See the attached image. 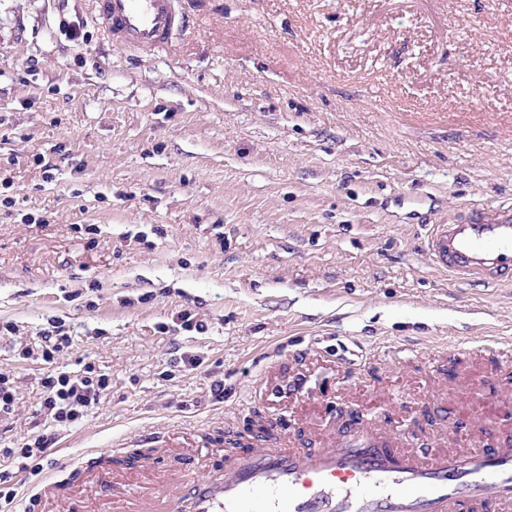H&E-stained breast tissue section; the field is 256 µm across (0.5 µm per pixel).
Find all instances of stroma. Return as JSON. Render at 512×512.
<instances>
[{
    "mask_svg": "<svg viewBox=\"0 0 512 512\" xmlns=\"http://www.w3.org/2000/svg\"><path fill=\"white\" fill-rule=\"evenodd\" d=\"M181 7L188 26L136 54L93 0H0V448L34 433L46 318L73 330L58 369L111 380L42 474H15L11 512L95 448L197 470L211 436L257 448L301 421L316 447L350 431L345 401L418 448L467 433L478 393L512 438L491 347L512 286L449 282L424 249L464 206L512 203V0ZM177 426L185 457L148 452ZM14 381L7 374L0 373V421L15 412L16 389Z\"/></svg>",
    "mask_w": 512,
    "mask_h": 512,
    "instance_id": "1",
    "label": "stroma"
}]
</instances>
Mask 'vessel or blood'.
<instances>
[{"label": "vessel or blood", "mask_w": 512, "mask_h": 512, "mask_svg": "<svg viewBox=\"0 0 512 512\" xmlns=\"http://www.w3.org/2000/svg\"><path fill=\"white\" fill-rule=\"evenodd\" d=\"M108 33L128 48L164 46L187 17L180 0H96ZM436 266L457 279L512 282V208L477 205L451 224L433 225L425 242ZM444 452L406 449L369 428L326 447L280 438L230 452L201 477H184L160 495L145 482L129 499L127 469H89L81 484L107 489L97 512H512V447L481 424ZM48 512H77L69 488L44 479Z\"/></svg>", "instance_id": "vessel-or-blood-1"}]
</instances>
